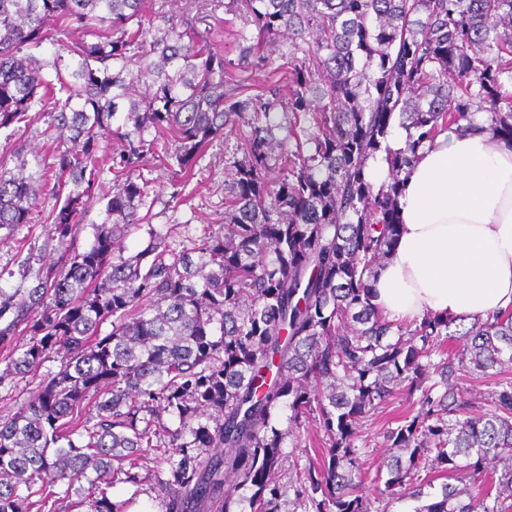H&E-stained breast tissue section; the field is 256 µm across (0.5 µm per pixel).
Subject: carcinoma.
<instances>
[{"mask_svg":"<svg viewBox=\"0 0 512 512\" xmlns=\"http://www.w3.org/2000/svg\"><path fill=\"white\" fill-rule=\"evenodd\" d=\"M224 9L241 20L235 59L194 17L145 0H0V139L17 160L0 155V230L56 200L0 285V387L59 362L0 419V512H123L112 483L136 482L151 450L167 465L165 512H241V489L251 512H280L290 494L312 512H389L426 496L434 473L445 482L415 512H512V308L401 323L373 302L418 150L475 112L512 147V0ZM73 29L83 37L65 39ZM33 112L44 150L25 140ZM396 125L408 139L392 150ZM223 135L242 153L224 223L191 248L144 226L141 170L188 178ZM109 138L122 143L112 195L79 251ZM380 153L377 187L367 163ZM469 378L494 389L476 400ZM397 394L418 399L383 433L401 454L370 499L354 437ZM310 421L320 461L284 482V448Z\"/></svg>","mask_w":512,"mask_h":512,"instance_id":"cac0c4a2","label":"carcinoma"}]
</instances>
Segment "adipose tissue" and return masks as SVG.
Returning a JSON list of instances; mask_svg holds the SVG:
<instances>
[{
    "mask_svg": "<svg viewBox=\"0 0 512 512\" xmlns=\"http://www.w3.org/2000/svg\"><path fill=\"white\" fill-rule=\"evenodd\" d=\"M403 179L400 233L374 283L379 308L410 321L512 307V149L486 114L422 147Z\"/></svg>",
    "mask_w": 512,
    "mask_h": 512,
    "instance_id": "obj_1",
    "label": "adipose tissue"
}]
</instances>
